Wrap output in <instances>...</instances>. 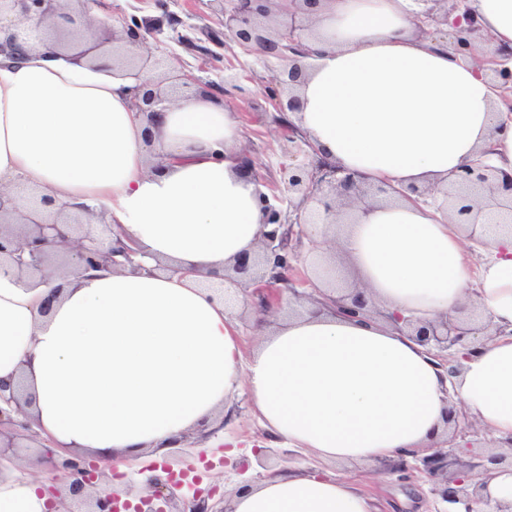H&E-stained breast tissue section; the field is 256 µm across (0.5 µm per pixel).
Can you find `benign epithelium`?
Here are the masks:
<instances>
[{
	"instance_id": "7a95c632",
	"label": "benign epithelium",
	"mask_w": 512,
	"mask_h": 512,
	"mask_svg": "<svg viewBox=\"0 0 512 512\" xmlns=\"http://www.w3.org/2000/svg\"><path fill=\"white\" fill-rule=\"evenodd\" d=\"M69 0H0V17L15 6L21 7L23 17L36 18L54 27L90 31L87 13L90 5L98 0H79L83 9L63 11L62 4ZM220 4L219 15L224 28V39L258 52L278 57L284 67L275 82L288 86V90L275 95L278 112L302 111L303 103L297 92L306 75V59L312 50L305 44V34L311 31L310 22L325 0H289L288 6L279 5L281 0H216ZM424 8L417 12L413 24L422 33L431 36L447 34L443 26L448 16L457 13L453 26L456 28L453 47L463 56L472 54L474 42L481 36V27L468 7L469 0H420ZM162 32L159 27L132 21L123 26L121 33H112V60L105 63L114 69L132 73L137 83L127 88L137 109L136 115L145 123L143 134L151 142V128L155 117L170 102L172 94L161 88L144 73L156 65L147 50L149 40ZM486 76L498 84L507 99L508 112L512 114V50L495 49L488 60ZM308 163L285 166L281 180L286 196L259 194L263 227L257 249L238 255L224 269L222 279L237 288L247 287L258 297L262 311L271 310V300L280 299L284 291L296 298L310 300L321 307L331 308L350 317L379 316L389 320L399 332L412 337L453 373L459 362L470 353L477 336H486L492 328L491 320L476 313L468 306L436 319H424L397 312L384 313L376 307L368 290L357 285L339 286L328 294L310 277L294 274L293 261L298 255L294 244L308 236L313 224H334L344 210L351 209L358 217L368 216L375 205L394 194L432 199L439 208L448 212L450 219L462 226L466 237L476 244L482 243L486 226L493 217L498 223L512 229V174L492 166L477 163L463 168L462 174L441 188L411 186L408 191L391 186L372 184L361 175L350 172L322 156L313 144L303 140ZM55 205L49 197H43L40 205L19 203L17 197L0 189V218L17 213L23 223L16 228L0 225V260L7 261L19 278L28 286L45 284L53 286L49 298H56L61 285H52L56 272L49 266L54 252H63L72 259L68 273L77 270H109L129 267L143 270L145 266L135 261L138 249L132 242L120 237L112 240L107 248L100 247L91 225L78 219L62 218L64 207L59 206L56 216H42L43 208ZM0 426L7 424L30 430L27 407L32 401L18 392L3 394L0 385ZM447 424L455 435L467 436L469 419L462 408L450 407L446 412ZM51 472L69 476V495L81 500L88 494V486L94 476L80 467L76 458L56 455L46 449ZM418 471L433 478L448 474V452L441 449L420 459ZM484 468L479 461L459 471L450 481H444L437 489L446 502L461 506L460 512H481L477 505L489 501L483 496V487L468 485L464 476L475 469ZM151 493L139 498L135 512H166L154 507L153 501L168 503L172 496L163 492L161 481L149 480ZM212 494L197 490L192 497L183 500L179 512H229L209 504ZM120 495L115 491L104 492L94 501L91 512H118Z\"/></svg>"
}]
</instances>
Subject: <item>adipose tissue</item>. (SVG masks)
Segmentation results:
<instances>
[{
  "instance_id": "ef3b65f1",
  "label": "adipose tissue",
  "mask_w": 512,
  "mask_h": 512,
  "mask_svg": "<svg viewBox=\"0 0 512 512\" xmlns=\"http://www.w3.org/2000/svg\"><path fill=\"white\" fill-rule=\"evenodd\" d=\"M494 45L512 48V0H471ZM415 0H327L309 44L297 125L329 160L404 189L447 183L478 160L512 171L499 91L439 38L412 35ZM23 55L0 56V188L36 193L90 223L122 225L154 275L84 272L56 299L0 270V384L26 381L40 431L97 458L164 451L248 389L266 428L324 460L411 459L458 403L512 437V235L473 260L460 225L417 197L354 224H319L345 269L386 308L427 318L466 301L492 336L457 374L384 321L305 311L277 320L251 356L213 273L254 250L258 187L240 128L214 94L161 112L150 166L128 79L73 62L30 20ZM46 484L0 479V512H47ZM231 512H377L351 482L314 470L266 476Z\"/></svg>"
}]
</instances>
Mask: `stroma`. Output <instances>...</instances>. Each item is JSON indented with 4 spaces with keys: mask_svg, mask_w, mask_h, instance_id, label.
<instances>
[{
    "mask_svg": "<svg viewBox=\"0 0 512 512\" xmlns=\"http://www.w3.org/2000/svg\"><path fill=\"white\" fill-rule=\"evenodd\" d=\"M216 0H99L96 10L106 26L86 37L74 38L59 32L58 38L70 52L89 47L98 52L112 50V33L121 30L125 20H165L178 18L176 30H165L151 41L154 57L164 66L155 70L154 79L174 84L180 75L190 74L195 86L220 95L226 110L237 114L241 142L257 161V172L265 191L278 193L280 168L298 151L288 141L275 120L276 112L266 87L281 70L280 61L234 42L216 46L222 32ZM237 76L235 86L224 83L225 73ZM234 415L213 424L207 438L189 434L180 447L168 449L162 459L151 451L130 458L121 471L110 470L101 460L81 455L80 461L95 476L96 489L143 493L146 473L168 468L176 473H195L202 487H216L218 495L232 499L237 489L258 482L264 476L291 468L321 469L353 482L373 495L379 512H444L445 502L435 491L433 481L415 470H407L394 459H371L356 463L323 461L289 448L261 425L247 395L233 399Z\"/></svg>",
    "mask_w": 512,
    "mask_h": 512,
    "instance_id": "1",
    "label": "stroma"
}]
</instances>
